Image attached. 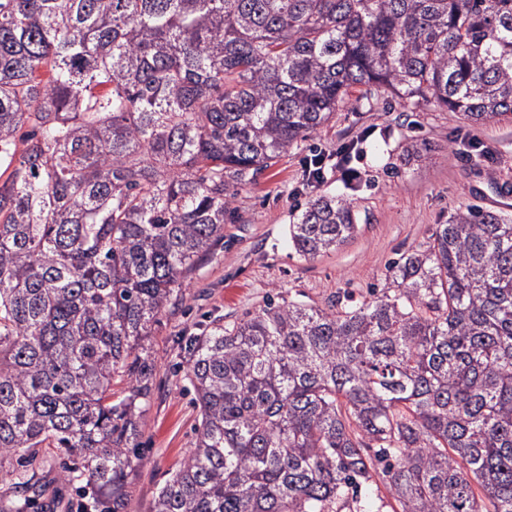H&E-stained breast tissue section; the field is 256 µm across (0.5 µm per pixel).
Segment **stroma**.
<instances>
[{
  "label": "stroma",
  "mask_w": 512,
  "mask_h": 512,
  "mask_svg": "<svg viewBox=\"0 0 512 512\" xmlns=\"http://www.w3.org/2000/svg\"><path fill=\"white\" fill-rule=\"evenodd\" d=\"M491 148L485 157L483 148ZM327 157L321 183L303 181L312 154ZM512 119L471 126L458 113L413 105L384 91L354 92L341 111L239 189L224 239L187 280L182 298L152 327L155 381L141 404V460L129 488V512H152L153 500L179 469L197 437L198 409L177 366L192 337L262 308L268 296L324 304L360 299L383 287L393 259L425 248L438 225L466 206L512 217ZM351 199L357 229L337 250L300 256L288 226L317 195ZM34 468L47 484V512H81L75 486L58 461Z\"/></svg>",
  "instance_id": "35a3bbf8"
}]
</instances>
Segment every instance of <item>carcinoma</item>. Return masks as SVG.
Wrapping results in <instances>:
<instances>
[{"mask_svg": "<svg viewBox=\"0 0 512 512\" xmlns=\"http://www.w3.org/2000/svg\"><path fill=\"white\" fill-rule=\"evenodd\" d=\"M512 117V0H0V477L44 453L127 512L151 326L235 189L355 90ZM357 228L322 194L314 259ZM197 438L152 512H512V219L469 207L385 286L194 339Z\"/></svg>", "mask_w": 512, "mask_h": 512, "instance_id": "1", "label": "carcinoma"}]
</instances>
